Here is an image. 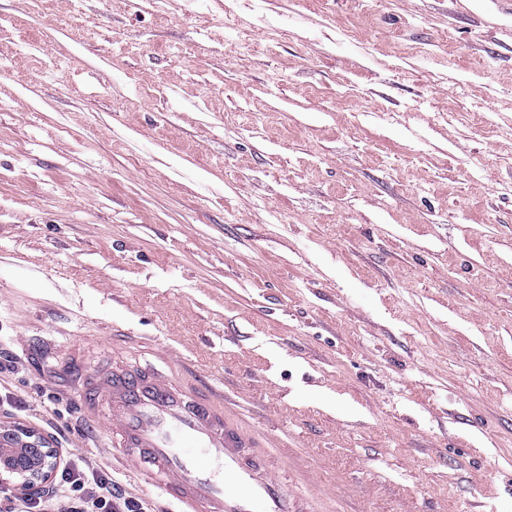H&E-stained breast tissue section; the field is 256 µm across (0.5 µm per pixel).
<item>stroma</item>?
Segmentation results:
<instances>
[{
    "mask_svg": "<svg viewBox=\"0 0 512 512\" xmlns=\"http://www.w3.org/2000/svg\"><path fill=\"white\" fill-rule=\"evenodd\" d=\"M0 418L174 366L303 512H512V0H0Z\"/></svg>",
    "mask_w": 512,
    "mask_h": 512,
    "instance_id": "stroma-1",
    "label": "stroma"
}]
</instances>
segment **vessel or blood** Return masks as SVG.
<instances>
[{
  "label": "vessel or blood",
  "instance_id": "obj_1",
  "mask_svg": "<svg viewBox=\"0 0 512 512\" xmlns=\"http://www.w3.org/2000/svg\"><path fill=\"white\" fill-rule=\"evenodd\" d=\"M85 416L179 512H294L282 479L210 392L188 393L176 370L73 375Z\"/></svg>",
  "mask_w": 512,
  "mask_h": 512
}]
</instances>
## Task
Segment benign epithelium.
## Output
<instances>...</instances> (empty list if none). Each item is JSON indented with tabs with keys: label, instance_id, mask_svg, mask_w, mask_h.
I'll use <instances>...</instances> for the list:
<instances>
[{
	"label": "benign epithelium",
	"instance_id": "benign-epithelium-1",
	"mask_svg": "<svg viewBox=\"0 0 512 512\" xmlns=\"http://www.w3.org/2000/svg\"><path fill=\"white\" fill-rule=\"evenodd\" d=\"M2 441L13 445L17 451L10 454L0 453V489L7 488L29 496L37 495L57 464L48 439L20 425H0V442ZM21 454L27 458L24 466L17 463V456Z\"/></svg>",
	"mask_w": 512,
	"mask_h": 512
}]
</instances>
